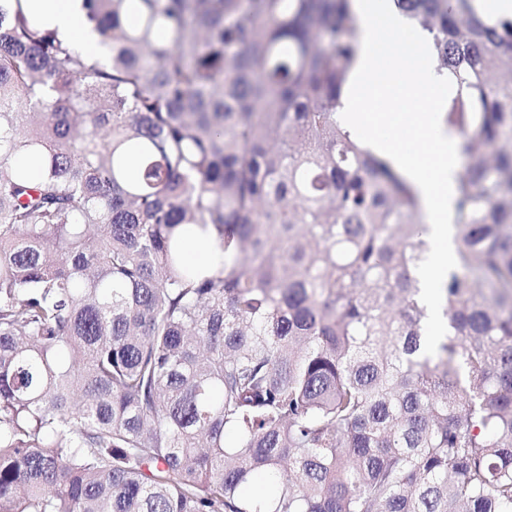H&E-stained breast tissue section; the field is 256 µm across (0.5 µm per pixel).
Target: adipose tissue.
Segmentation results:
<instances>
[{"instance_id":"adipose-tissue-1","label":"adipose tissue","mask_w":512,"mask_h":512,"mask_svg":"<svg viewBox=\"0 0 512 512\" xmlns=\"http://www.w3.org/2000/svg\"><path fill=\"white\" fill-rule=\"evenodd\" d=\"M28 8L84 56L95 60L106 55L107 47L100 34L84 23L85 0H28Z\"/></svg>"}]
</instances>
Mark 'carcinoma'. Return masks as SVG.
<instances>
[{
    "label": "carcinoma",
    "mask_w": 512,
    "mask_h": 512,
    "mask_svg": "<svg viewBox=\"0 0 512 512\" xmlns=\"http://www.w3.org/2000/svg\"><path fill=\"white\" fill-rule=\"evenodd\" d=\"M85 2L103 64L0 0V512H512V18L390 0L466 159L427 356L356 0ZM185 255L188 260L199 264L217 262L220 257L219 251L212 241L196 236L193 232L186 236Z\"/></svg>",
    "instance_id": "carcinoma-1"
}]
</instances>
